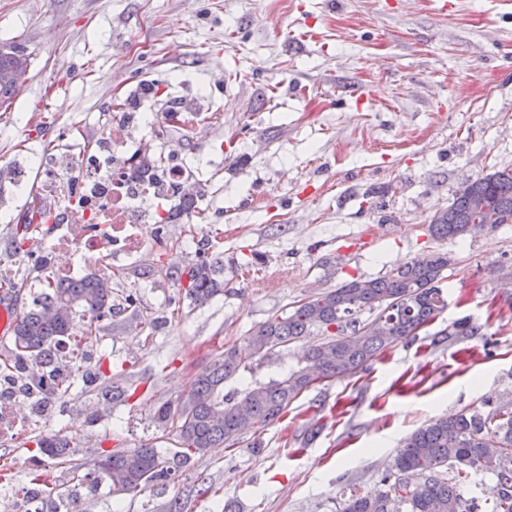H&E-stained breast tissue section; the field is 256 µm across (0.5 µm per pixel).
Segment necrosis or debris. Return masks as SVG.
Listing matches in <instances>:
<instances>
[{
	"mask_svg": "<svg viewBox=\"0 0 512 512\" xmlns=\"http://www.w3.org/2000/svg\"><path fill=\"white\" fill-rule=\"evenodd\" d=\"M151 127L147 113L117 112L111 134L96 152L78 154L65 166L38 158L46 193L59 199L57 218L65 231L48 241L31 240L24 262L51 283H68L83 273H106L112 261L133 260L158 246L159 237L148 230V202L181 200L194 191L178 162L159 173L143 168L132 140L135 132Z\"/></svg>",
	"mask_w": 512,
	"mask_h": 512,
	"instance_id": "necrosis-or-debris-1",
	"label": "necrosis or debris"
}]
</instances>
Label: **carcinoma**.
<instances>
[{
	"label": "carcinoma",
	"instance_id": "1",
	"mask_svg": "<svg viewBox=\"0 0 512 512\" xmlns=\"http://www.w3.org/2000/svg\"><path fill=\"white\" fill-rule=\"evenodd\" d=\"M28 66L15 46H0V110L9 109L16 93L11 75ZM30 219L15 227L13 254L25 252L34 224H48L51 211L35 205ZM487 224L495 230L512 224V169L471 180L455 193L448 207L433 213L429 229L438 239L470 234L469 225ZM448 268V254L432 252L374 279H353L297 305L255 328L243 349L224 350L199 374L187 395L176 404L163 402L157 423L175 433L179 450L170 456L142 445L101 453L105 468L93 469L89 483L94 490L106 481L114 494L138 493L150 484L169 478L212 448L239 443L242 432L255 424L261 430L285 415L288 406L308 389L310 373L324 378L352 375L385 348L413 337L420 326L432 322L448 306L439 283ZM166 274L184 288L195 306H204L224 294V261L198 256L172 263ZM365 313L371 318L363 320ZM88 317L86 339L96 344L112 318V276L95 275L80 282L58 284L37 306L20 314L13 329L16 363L36 361L49 354L62 336L71 333L76 315ZM306 336L322 340L303 351L297 366L277 364L275 376L264 381L261 366L288 344ZM238 386L224 392V384ZM71 439L41 438L42 452L55 459L69 455ZM457 474L467 469L492 477L488 492L495 512H512V399L488 413L474 411L439 417L408 435L380 478V487L355 493L341 512H478L476 500L467 499L443 469Z\"/></svg>",
	"mask_w": 512,
	"mask_h": 512
}]
</instances>
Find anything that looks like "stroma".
I'll return each mask as SVG.
<instances>
[{
  "label": "stroma",
  "mask_w": 512,
  "mask_h": 512,
  "mask_svg": "<svg viewBox=\"0 0 512 512\" xmlns=\"http://www.w3.org/2000/svg\"><path fill=\"white\" fill-rule=\"evenodd\" d=\"M29 58V79L0 111V306L32 303L12 233L40 194L34 154L99 146L114 112L155 113L145 157L183 163L185 236L112 267V325L85 368L134 388L104 401L98 384L53 405L68 457L36 445L31 422L0 443V495L16 512H64L59 485L101 451L149 443L161 402L259 324L352 277L375 278L445 252L447 308L417 337L354 375L312 385L287 417L214 448L137 494L107 484L79 512H340L375 488L401 441L448 412L512 399V224L457 240L430 236L431 215L468 177L512 169V0H0V45ZM199 120L193 139L167 120ZM29 185L14 187L16 171ZM208 245L224 294L203 307L161 267ZM467 318L473 336H455Z\"/></svg>",
  "instance_id": "stroma-1"
}]
</instances>
